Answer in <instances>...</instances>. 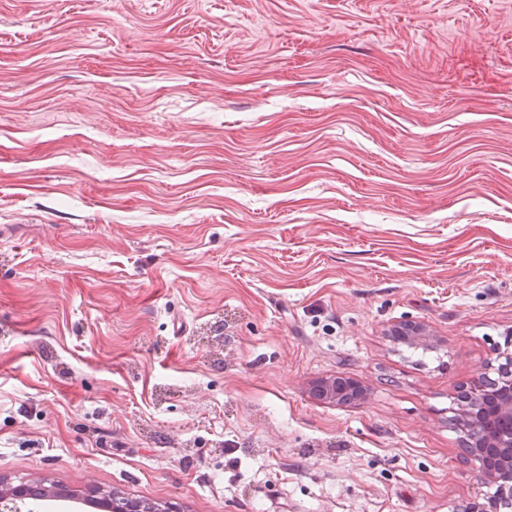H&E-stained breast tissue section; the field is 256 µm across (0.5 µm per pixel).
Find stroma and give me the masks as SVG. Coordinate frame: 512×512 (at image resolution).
<instances>
[{"instance_id":"obj_1","label":"stroma","mask_w":512,"mask_h":512,"mask_svg":"<svg viewBox=\"0 0 512 512\" xmlns=\"http://www.w3.org/2000/svg\"><path fill=\"white\" fill-rule=\"evenodd\" d=\"M511 336L512 0H0L4 487L464 512ZM365 389L357 381L345 377H336L322 381L316 386V394L330 403L344 404L360 399Z\"/></svg>"}]
</instances>
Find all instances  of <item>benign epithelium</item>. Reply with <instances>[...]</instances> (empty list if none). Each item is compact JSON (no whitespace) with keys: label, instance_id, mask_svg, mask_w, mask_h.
Returning a JSON list of instances; mask_svg holds the SVG:
<instances>
[{"label":"benign epithelium","instance_id":"obj_1","mask_svg":"<svg viewBox=\"0 0 512 512\" xmlns=\"http://www.w3.org/2000/svg\"><path fill=\"white\" fill-rule=\"evenodd\" d=\"M394 335L411 345L425 342L422 329L406 324L398 326ZM497 366L489 365L479 380L464 389L465 395L456 400L458 409L450 421L461 434L462 453L478 469L479 478L491 489L481 502H473L466 512H509L512 509V433H500L479 440L474 432L479 428L482 414L512 416V352H500ZM495 377H490V374ZM365 389L357 381L345 377L325 380L316 386V394L330 403L344 404L361 398ZM45 500L32 495L24 487L0 492V512H36L37 503ZM112 512H148L144 503L134 497L112 499Z\"/></svg>","mask_w":512,"mask_h":512}]
</instances>
